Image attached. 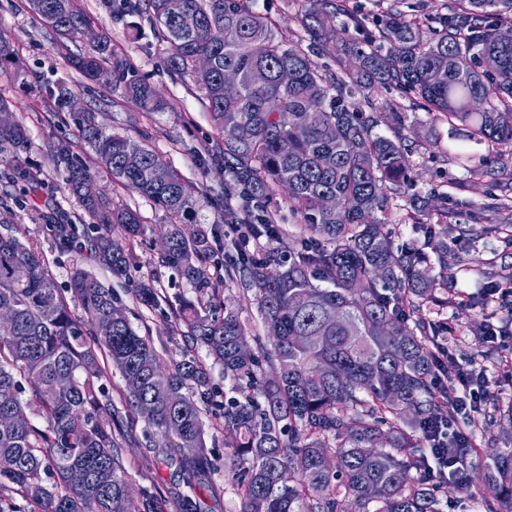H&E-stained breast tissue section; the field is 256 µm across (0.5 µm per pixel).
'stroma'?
<instances>
[{"instance_id":"35a3bbf8","label":"stroma","mask_w":512,"mask_h":512,"mask_svg":"<svg viewBox=\"0 0 512 512\" xmlns=\"http://www.w3.org/2000/svg\"><path fill=\"white\" fill-rule=\"evenodd\" d=\"M81 7L96 21L97 32L106 35L113 51L128 68L154 87L166 107L159 112L141 110L108 85L86 86L81 75L67 62V55L86 48V41L62 48L41 20L26 7V0H0V33L14 42L17 73H0V99L9 103L16 118L27 128L28 142L17 153L0 155V193L11 190L10 181L16 169L22 168L36 178V186L28 187L23 202L14 206L10 223L22 240L33 242L45 263V268L58 286L68 284L76 270L94 276L104 286L119 295L126 314L138 331L149 332L156 350L164 356H178L183 345L181 337L170 335L166 310L146 311L132 298L127 282L117 280L98 265L83 242L73 248L61 249L51 235L47 222L50 216L62 213L72 223L86 221L76 196L67 189L64 172L51 162L59 141L77 143V153L83 161L91 156L80 145L74 109L95 110L106 132L135 139L148 138L164 154L180 175L206 193L209 204L203 216L209 227L215 228L219 239L231 238L232 232L223 219L224 209L240 189L224 170L222 161L214 159L208 148L216 134L202 102L193 96L184 80L169 73L163 57L155 46L150 29L135 33L125 25L113 24L103 7V0H81ZM65 85L74 101L55 104L49 91ZM381 111L397 113L405 121L404 132L415 151L411 172L414 189L447 199L449 234L465 231L460 253L464 264L454 266L448 273V285L455 288L459 300L443 308L423 310L427 320L447 324L450 328L443 342L450 354L462 366L482 368L488 379L490 401L458 419L457 427L469 434L481 453L477 462H484L485 451L493 446L500 433L498 423L489 419L495 402L512 401V314L501 302L486 303L480 287L487 273L502 277L512 275V247H506L497 234L487 233L491 224L501 223L503 216L493 206V190L486 177L455 165L448 157L447 147L452 133L447 124L417 108L411 99L392 90L378 95ZM439 146L437 153L426 151V143ZM95 185L100 193L137 210L146 224L165 221L162 209L150 200L114 182L100 165H94ZM494 320L503 334L496 340H479L476 328ZM216 463L214 477L224 492L208 499V512H238L233 473L226 457L223 433L210 435ZM146 453L144 441H137L123 450L129 476L136 489L133 505H140V489L160 488L168 501H175L185 485L170 465L153 471L150 478L139 475L138 462ZM492 492L478 471H471L467 484H449L448 505L444 512H478V502L491 498Z\"/></svg>"}]
</instances>
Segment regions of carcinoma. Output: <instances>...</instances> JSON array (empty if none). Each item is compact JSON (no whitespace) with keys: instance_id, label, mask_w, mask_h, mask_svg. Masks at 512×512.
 Here are the masks:
<instances>
[{"instance_id":"1","label":"carcinoma","mask_w":512,"mask_h":512,"mask_svg":"<svg viewBox=\"0 0 512 512\" xmlns=\"http://www.w3.org/2000/svg\"><path fill=\"white\" fill-rule=\"evenodd\" d=\"M171 2L112 0V21L146 22L169 71L203 102L224 170L245 188L224 223L248 227L252 239H279L254 203L284 186L299 249L290 262L274 248L255 256L238 237L227 244L237 258L224 273H208L214 247L200 217L207 196L147 140L109 134L97 112L79 113L81 138L96 159H110L112 179L167 218L152 227L105 196H87L93 175L64 140L53 159L88 217L87 250L133 284L137 303L156 310L168 302L156 280L133 277V243L150 230L167 244L153 264L177 271L195 297L172 308V332L184 346L169 361L128 317H112L122 307L112 290L75 273L66 286L81 309L74 314L36 247L0 232V308L12 313L0 325V418L14 419L0 427V512H128L127 419L144 423L154 461L176 465L189 488L212 484V363L235 393L218 417L239 512H443L447 491L432 480L426 428L447 422L448 394L433 377L435 337L448 328L418 313L448 304L450 260L460 256L448 248L447 225L417 217L430 209L416 194L410 219L420 244L396 246L384 233L390 195L412 190V161L403 128L390 137L374 132L377 96L401 90L435 120L462 128L463 143L448 155L489 177L499 209L512 212V155L502 150L512 144V41L500 38L512 30V0H453L437 28L396 3L373 31L336 0H308L298 16L303 34L289 42L256 0H178L175 9ZM27 6L62 44L94 25L78 0ZM338 15L340 40L331 26ZM69 62L145 110L161 106L102 35ZM259 70L262 84L252 80ZM226 71L238 77L230 99ZM26 138L0 100V153ZM468 142L483 148L479 157ZM115 225L124 237L112 234ZM51 232L66 249L78 227L60 217ZM233 285L242 298L225 295ZM250 304L272 344L249 335ZM114 370L122 380L116 400ZM473 453L461 439L448 441L455 475L466 474ZM488 459L493 499L483 507L512 512V441ZM141 498L143 512H165L159 494L143 490ZM175 512H206V504L187 494Z\"/></svg>"}]
</instances>
